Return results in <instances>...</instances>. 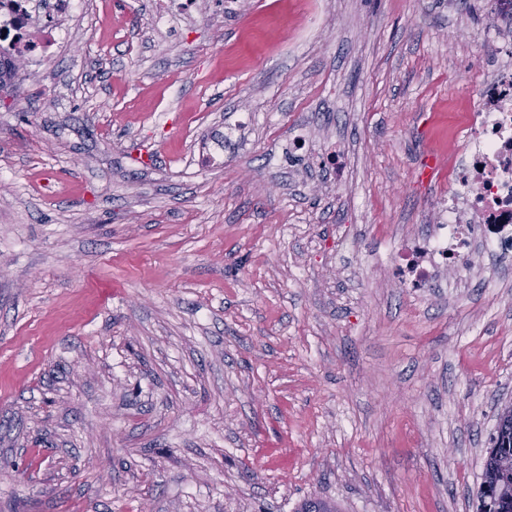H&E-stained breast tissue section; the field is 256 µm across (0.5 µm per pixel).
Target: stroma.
Here are the masks:
<instances>
[{
	"label": "stroma",
	"mask_w": 512,
	"mask_h": 512,
	"mask_svg": "<svg viewBox=\"0 0 512 512\" xmlns=\"http://www.w3.org/2000/svg\"><path fill=\"white\" fill-rule=\"evenodd\" d=\"M159 6L0 95V512H476L512 256L385 258L448 198L493 0Z\"/></svg>",
	"instance_id": "stroma-1"
}]
</instances>
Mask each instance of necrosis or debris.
<instances>
[{"instance_id": "4bbe7bcc", "label": "necrosis or debris", "mask_w": 512, "mask_h": 512, "mask_svg": "<svg viewBox=\"0 0 512 512\" xmlns=\"http://www.w3.org/2000/svg\"><path fill=\"white\" fill-rule=\"evenodd\" d=\"M79 0H0V56L23 57L29 69L52 59ZM465 146L457 160L458 190L418 245L398 252L394 265L407 288L431 287L439 269H466L474 243L512 252V68L472 90Z\"/></svg>"}]
</instances>
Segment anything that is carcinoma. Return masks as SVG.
Here are the masks:
<instances>
[{"instance_id": "carcinoma-1", "label": "carcinoma", "mask_w": 512, "mask_h": 512, "mask_svg": "<svg viewBox=\"0 0 512 512\" xmlns=\"http://www.w3.org/2000/svg\"><path fill=\"white\" fill-rule=\"evenodd\" d=\"M16 61L0 58V90L10 88L17 77ZM512 457V408L499 414L493 446L487 452L483 481L478 492L477 512H512V471L501 468L500 462Z\"/></svg>"}]
</instances>
